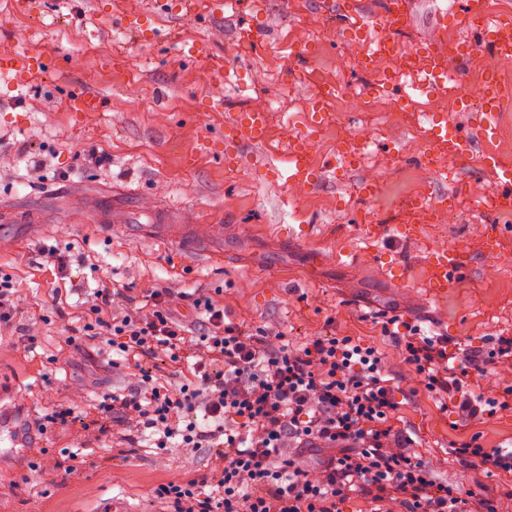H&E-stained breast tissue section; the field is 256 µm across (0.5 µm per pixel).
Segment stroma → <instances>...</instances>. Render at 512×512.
Instances as JSON below:
<instances>
[{"label": "stroma", "mask_w": 512, "mask_h": 512, "mask_svg": "<svg viewBox=\"0 0 512 512\" xmlns=\"http://www.w3.org/2000/svg\"><path fill=\"white\" fill-rule=\"evenodd\" d=\"M171 2L0 0V41L17 51L38 41L61 58L0 110V138L36 148L0 161V277L19 288L13 324L0 333V393L25 434L23 444L0 443V512H158L156 484L199 477L212 465L206 448L160 455L135 444L121 456L111 435L89 440L78 424L39 432L53 405L88 411L101 393L135 385L113 369L114 353L100 338L87 339L81 355L65 341V324H81L82 297L104 274L219 291L232 319L280 326L293 342L333 331L376 345L404 401L401 424L414 455L438 479L512 488V475L475 471L452 453L474 435L487 448L511 446L512 412L456 425L375 320L389 311L445 335L452 355L464 345L487 352L494 336L512 335V264L494 269L486 261L495 245L512 255V223L480 207L498 190L480 163L492 143H478L468 159L450 161L449 175L417 187L423 197L448 194L454 205L444 224H415V236L403 238L398 228L412 215L397 194L409 185L422 135L392 112L397 93L380 90L381 66L322 68L350 37L340 15L321 12L318 0H224L220 18L208 0L178 14ZM352 2L370 37L393 38L407 54L424 47L453 5L404 0L408 23L399 27L387 23L385 0ZM130 14L149 17L146 40L124 30ZM314 30L327 35L321 54L303 55ZM447 32L465 51L455 63L461 81L472 83L490 60L472 47L467 27L452 19ZM197 40L210 43L209 58L184 54ZM321 79L376 91L382 132L351 167L329 168L336 146L325 143L313 160L318 182L296 195L288 143L305 129ZM76 87L98 93L103 109L70 112L66 95ZM264 106L266 142L227 149L225 126ZM34 158L45 179L31 183ZM439 237L459 249L463 265L445 288L431 285ZM48 249L75 255L67 275L47 262ZM68 450L82 460L83 477L63 485L53 468Z\"/></svg>", "instance_id": "1"}]
</instances>
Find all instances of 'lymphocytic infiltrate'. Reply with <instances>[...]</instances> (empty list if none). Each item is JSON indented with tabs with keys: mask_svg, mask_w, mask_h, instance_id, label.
Listing matches in <instances>:
<instances>
[{
	"mask_svg": "<svg viewBox=\"0 0 512 512\" xmlns=\"http://www.w3.org/2000/svg\"><path fill=\"white\" fill-rule=\"evenodd\" d=\"M87 321L68 330L80 351L84 336H100L132 369L136 385L102 393L90 414L60 403L40 432L83 420L88 435L115 427L119 441H147L158 454L207 448L208 474L158 484L161 512H341L362 496L369 512H503L482 484L464 489L438 480L431 465L410 454L413 438L399 425L400 403L376 346L326 333L302 344L275 327L229 320L223 303L203 290L141 288L103 277L85 299ZM188 307L200 318L189 334L176 316ZM404 362L440 401H451L459 422L512 410V384L488 396L475 392L469 371L512 362V336H496L488 355L461 349L448 356L447 337L420 325L383 320ZM157 359L191 363V379L169 384L149 367ZM324 449L318 470L302 459Z\"/></svg>",
	"mask_w": 512,
	"mask_h": 512,
	"instance_id": "lymphocytic-infiltrate-1",
	"label": "lymphocytic infiltrate"
}]
</instances>
